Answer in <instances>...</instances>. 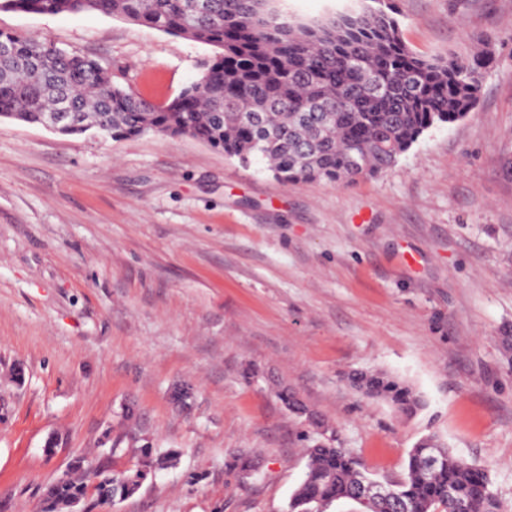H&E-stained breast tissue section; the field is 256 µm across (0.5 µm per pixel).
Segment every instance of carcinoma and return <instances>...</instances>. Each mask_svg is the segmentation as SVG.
Here are the masks:
<instances>
[{
    "mask_svg": "<svg viewBox=\"0 0 512 512\" xmlns=\"http://www.w3.org/2000/svg\"><path fill=\"white\" fill-rule=\"evenodd\" d=\"M0 11H96L217 50L196 82L156 103L92 57L0 31V118L113 141L189 137L242 164L265 158L283 185H352L387 171L429 129L476 108L487 61L482 51L465 63L422 58L403 41L397 19L374 7L311 21L289 18L278 0H0ZM350 379L397 413L421 406L387 374ZM309 422L319 432L305 438V470L286 512H327L337 502L356 512H502L487 470L432 436L410 450L406 476L395 482L401 506L378 499L366 508L360 488L376 479L349 449L324 438L321 420L311 415ZM431 456L439 459L435 467L426 466ZM176 462V451L145 446L134 469L114 475L90 468L85 480L52 483L45 510L63 512L89 495L125 500L148 474Z\"/></svg>",
    "mask_w": 512,
    "mask_h": 512,
    "instance_id": "carcinoma-1",
    "label": "carcinoma"
}]
</instances>
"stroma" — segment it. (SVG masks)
<instances>
[{
	"mask_svg": "<svg viewBox=\"0 0 512 512\" xmlns=\"http://www.w3.org/2000/svg\"><path fill=\"white\" fill-rule=\"evenodd\" d=\"M369 0H280L301 20ZM406 44L490 63L463 120L353 185H282L197 140L112 141L0 119V504L43 512L78 457L118 473L149 444L175 466L82 512H286L305 418L377 476L437 437L512 512V0H389ZM0 30L96 58L155 101L213 47L97 12H0ZM23 379H16V370ZM383 372L393 413L348 382ZM187 384V407L170 390ZM53 452H46L47 442ZM251 452L240 479L232 457ZM354 385L367 397L386 402L397 413L409 415L421 406V400L404 383L384 373H354Z\"/></svg>",
	"mask_w": 512,
	"mask_h": 512,
	"instance_id": "35a3bbf8",
	"label": "stroma"
}]
</instances>
